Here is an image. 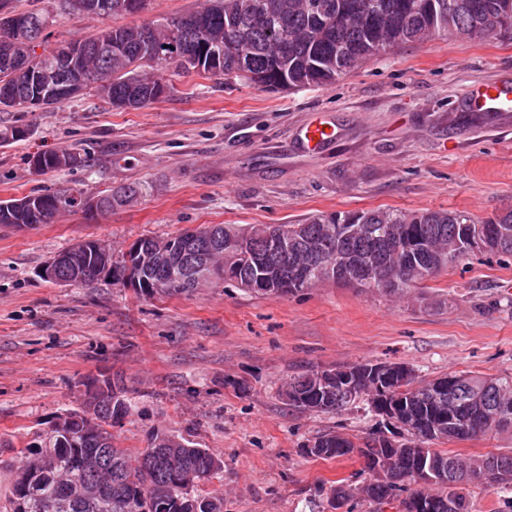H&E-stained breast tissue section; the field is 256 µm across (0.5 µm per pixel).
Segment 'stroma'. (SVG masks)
<instances>
[{"instance_id":"1","label":"stroma","mask_w":512,"mask_h":512,"mask_svg":"<svg viewBox=\"0 0 512 512\" xmlns=\"http://www.w3.org/2000/svg\"><path fill=\"white\" fill-rule=\"evenodd\" d=\"M100 23L54 11L46 46L88 37ZM512 72V38L408 43L334 84L265 91L192 72L173 89L118 111L92 91L33 112L0 110V200L61 188L88 194L149 182V194L89 220L65 213L24 232L0 226V503L36 431L81 409L88 378L117 379L132 414L113 434L146 448L152 430L224 458L204 484L223 512H330L327 493L362 468L305 445L337 432L361 442L405 431L354 407L301 412L290 377L357 362H403L418 379L449 372L512 375V258L472 257L402 295L321 283L273 298L218 282L192 296L142 297L108 279L61 286L37 275L77 241L121 259L144 236L199 224H295L370 208L467 212L512 206V114L498 123L462 111L474 82ZM330 113L340 136L323 155L296 152L298 129ZM87 166L35 171L51 149Z\"/></svg>"}]
</instances>
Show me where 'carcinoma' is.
Segmentation results:
<instances>
[{"mask_svg": "<svg viewBox=\"0 0 512 512\" xmlns=\"http://www.w3.org/2000/svg\"><path fill=\"white\" fill-rule=\"evenodd\" d=\"M124 14L120 0H112V12H93L101 23L96 34L71 39L52 48H43L37 65H51L71 47L83 49L76 64L87 73L86 87L95 89L106 102L105 90L122 94L134 101L132 108L144 107L155 100V90L169 85L158 67L176 72L194 70L227 81H241L265 89L281 90L323 87L336 83L363 66L369 59L406 43H422L435 37L448 40L480 38L492 31L500 36L512 35V0H202L200 7L158 24L143 21L126 26L108 24ZM151 31L152 46L143 43L142 33ZM217 50L218 64L191 63L186 56H199L201 47ZM19 53L6 35L0 34V86H8L19 95L34 94L47 109L68 102L48 88L38 89L32 81L33 71L20 66L6 67L3 61ZM45 172L62 171L87 163L76 151L60 148L40 153ZM152 189L149 183H131L104 194L112 199L109 208L123 206ZM81 190L33 192L32 210L24 213L0 211V225L51 224L60 214L56 203ZM470 225H465V222ZM344 227L364 225L370 237L362 241L365 248L405 236L409 249L389 258L388 272L406 274L413 283L419 269L434 270L448 265V255H438L424 248L426 240H463L478 224L464 212L448 210L422 212L392 208L361 209L320 214L307 218L300 227L305 237L321 246L327 257L345 249L348 241L325 233L326 224ZM212 239L224 243L233 233L242 237L244 248L224 257L223 280L240 285L255 277L254 261L265 255L263 242L247 237L244 229L233 224H213ZM166 242L176 256L189 260L202 248L195 235L182 232ZM93 240L80 241L67 249L70 261L55 265L50 279L55 283L88 285L108 274L112 280L127 284L130 279L127 260L113 262L105 268ZM296 250L277 258L281 268L279 286L283 295L296 294L295 280L310 283L323 281L318 267H295ZM143 296H190L194 283L171 284L166 266H154L144 272V280L133 285ZM372 363H354L337 368L349 372L351 381L362 383ZM388 399L397 411L400 428L407 438L400 447V477L390 484L374 478L356 487L358 493L379 505L399 501L408 512L411 498L417 493L407 473L413 465L409 449L434 437L435 424L448 425V436L466 432L475 438L496 435L512 429V420L503 423L491 417L494 409L512 416V376L486 377L482 374L448 373L428 382L416 375L396 377ZM117 384L97 377L86 383L84 407L93 408L107 429L97 434L84 433L81 412L72 411L50 422L48 430L37 432L32 441L19 451L25 459L24 469L15 468L11 496L6 512H222L221 500L203 492L200 483L219 474L213 468L218 456L207 448H198L183 437L154 432L148 446L134 453L117 448L112 428L122 425L132 406L118 412L112 405ZM482 393V402H469L473 390ZM288 405L316 413H338L354 405L347 399V384H320L319 372L305 373L288 382ZM309 455L322 459L339 458L354 452L359 456L383 451L380 437L373 436L362 444L337 433L314 438ZM436 455L462 463L468 470L465 480L427 488L436 501V512H448V500L457 502L459 512H469L467 488L482 485L502 492L512 491V449L489 455H466L436 449ZM493 459L497 474H483L480 464Z\"/></svg>", "mask_w": 512, "mask_h": 512, "instance_id": "1", "label": "carcinoma"}]
</instances>
